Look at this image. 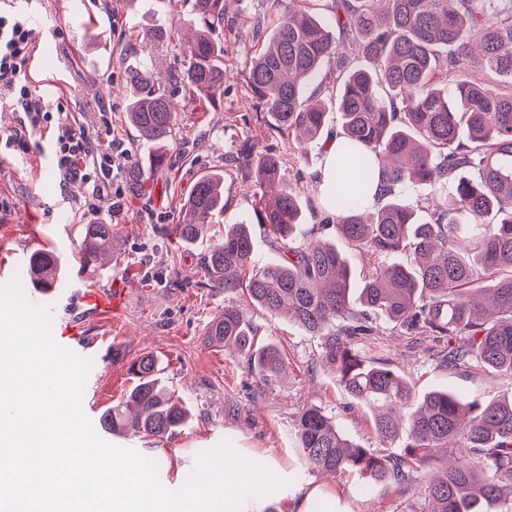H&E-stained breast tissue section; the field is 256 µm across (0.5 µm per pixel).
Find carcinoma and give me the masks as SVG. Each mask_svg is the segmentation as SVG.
I'll return each mask as SVG.
<instances>
[{
	"instance_id": "1",
	"label": "carcinoma",
	"mask_w": 512,
	"mask_h": 512,
	"mask_svg": "<svg viewBox=\"0 0 512 512\" xmlns=\"http://www.w3.org/2000/svg\"><path fill=\"white\" fill-rule=\"evenodd\" d=\"M500 0H336L333 20L372 67L322 72L343 51L329 23L289 0L267 45L251 60L246 92L272 130L296 133L295 158L321 143L325 105L306 98L317 78L336 82L337 138L332 189L322 207L336 216V236L376 259L356 279L345 254L310 230L298 240L301 192L283 184V155L244 140L238 165L254 196L255 222L268 231L273 255L259 262L250 225L233 224L204 256L206 286L246 291L251 306L281 317L319 340L317 362L371 425L379 440L365 448L348 438L324 409L302 408L292 440L303 467L354 474L401 497L418 493L409 512H512V396L469 404L453 392L417 393L385 361L358 349L382 320L404 333L445 342L437 363H477L512 375V92L474 75L478 49L486 69L512 79V13ZM192 35L179 44L184 70L165 84L146 64L126 73L127 119L151 145L175 135L174 98L224 97V0H192ZM143 40L171 43L176 28L158 24ZM382 192L367 205L375 184ZM442 192L427 207L405 197L413 184ZM224 209V179L202 174L183 203L179 239L194 243L206 218ZM112 225L87 224L79 260L94 267L112 255ZM53 250L32 254L26 276L36 288L64 278ZM235 304L208 322L211 345L244 358L256 389L277 386L288 362ZM136 384L125 401L100 416L113 435L164 438L191 414L184 395L158 377L150 355L134 360Z\"/></svg>"
}]
</instances>
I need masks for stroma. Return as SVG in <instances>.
Masks as SVG:
<instances>
[{
    "label": "stroma",
    "mask_w": 512,
    "mask_h": 512,
    "mask_svg": "<svg viewBox=\"0 0 512 512\" xmlns=\"http://www.w3.org/2000/svg\"><path fill=\"white\" fill-rule=\"evenodd\" d=\"M8 7L30 17L36 52L49 46L55 51L49 67L33 64V84L61 106L63 120L120 146L113 155V169L123 180L125 196L112 226L119 259L86 269L78 256L83 228L107 218L110 199L87 208L86 186L51 172V127L24 132V146L7 145L8 137L22 132V115L0 103V286L18 279L36 250L53 249L67 257L68 274L56 298L57 318L85 328L68 348L92 361L82 397L91 423H98L102 412L134 385L129 362L150 354L164 383L188 394L192 417L170 438L114 436L110 442L162 453L160 481H168L173 470H187L202 449L226 441L235 451L264 461L283 479L274 492L278 512H289L291 501L311 490L331 503V512H400L394 494L364 493L357 477H328L300 465L291 434L302 407L312 402L350 439L368 448L375 445L369 423L350 409L334 379L318 367L317 339L286 321L268 320L249 306L244 292L227 295L205 285L204 254L210 241L223 237L225 226L251 225L257 260L271 252L266 230L253 221V198L235 156L247 138L289 156L293 151L292 135L269 133L260 106L245 91L250 60L266 43L282 10L280 0H228L224 100L208 107L196 96L179 95L176 135L155 168L150 165L153 148L142 144L126 118L124 73L138 61L152 62L164 74L178 72L181 58L173 46L137 38L164 22L169 6L162 0H10ZM322 166L323 158L315 151L303 162L290 158L284 180L309 200L304 227L321 228L331 239L335 232L326 226L316 179ZM207 170L224 176V208L210 215L206 240L180 243L175 228L183 220L182 204L198 175ZM112 287L128 291L120 316L83 303L90 289ZM230 301L261 326L262 341L275 344L287 358L288 378L279 386L252 393L241 363L205 343L207 323ZM440 348L432 336L400 334L381 322L362 343L361 352L386 360L423 393L445 387L466 402L512 394V375H495L476 366L457 371L436 368Z\"/></svg>",
    "instance_id": "1"
}]
</instances>
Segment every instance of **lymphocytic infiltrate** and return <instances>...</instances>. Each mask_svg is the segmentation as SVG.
<instances>
[{
  "label": "lymphocytic infiltrate",
  "mask_w": 512,
  "mask_h": 512,
  "mask_svg": "<svg viewBox=\"0 0 512 512\" xmlns=\"http://www.w3.org/2000/svg\"><path fill=\"white\" fill-rule=\"evenodd\" d=\"M34 48L28 17L18 11L0 10V99L22 112L23 128L37 130L55 123L52 163L63 179L82 181L90 198L112 195L123 198L112 169L113 143H103L64 121H54V108L29 80Z\"/></svg>",
  "instance_id": "f902f5d3"
}]
</instances>
